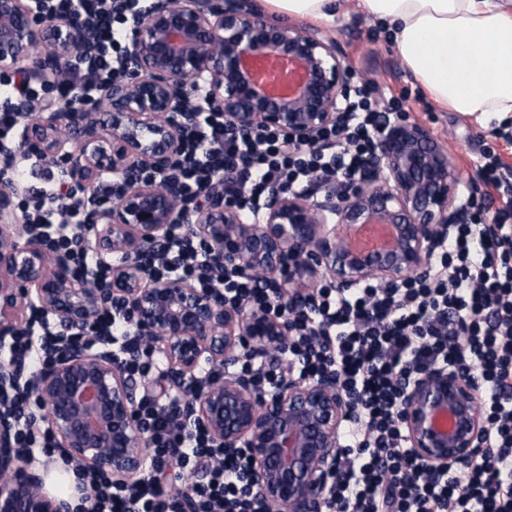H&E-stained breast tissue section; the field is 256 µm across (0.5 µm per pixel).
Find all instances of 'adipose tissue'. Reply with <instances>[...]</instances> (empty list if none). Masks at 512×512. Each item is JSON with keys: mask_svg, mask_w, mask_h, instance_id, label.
I'll use <instances>...</instances> for the list:
<instances>
[{"mask_svg": "<svg viewBox=\"0 0 512 512\" xmlns=\"http://www.w3.org/2000/svg\"><path fill=\"white\" fill-rule=\"evenodd\" d=\"M287 19L334 21L341 0H270ZM385 23L440 106L490 122L512 113V0H359Z\"/></svg>", "mask_w": 512, "mask_h": 512, "instance_id": "ef3b65f1", "label": "adipose tissue"}]
</instances>
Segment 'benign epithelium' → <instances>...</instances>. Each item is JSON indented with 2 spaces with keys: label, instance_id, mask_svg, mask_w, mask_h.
Here are the masks:
<instances>
[{
  "label": "benign epithelium",
  "instance_id": "obj_1",
  "mask_svg": "<svg viewBox=\"0 0 512 512\" xmlns=\"http://www.w3.org/2000/svg\"><path fill=\"white\" fill-rule=\"evenodd\" d=\"M96 30L75 4L48 14L42 0H0V72L26 84L60 78L88 55ZM270 56L300 65L294 88L268 91L254 70ZM127 76L97 87L107 128L93 113L25 93L10 99L19 137L63 163L71 195L86 203L89 228L82 246L111 271L94 285L72 272L70 254L50 251L36 224L15 212L9 183L0 184V339L39 312L62 339L85 326L105 299L119 302L124 323L166 360L168 380L189 387V418L212 442L251 454L248 486L276 512H324L336 474L351 399L332 375H288L260 393L254 374L238 369L250 356L264 368L283 367L288 318L230 306L217 289L201 290L181 277L159 276L140 256L159 250L173 224H189L227 268H243L288 300L305 305L327 283L349 291L375 281L396 284L428 271L431 256L456 224L470 220L464 193L480 191L478 170L463 173L425 126L407 118L385 124L363 176L350 184L314 176L301 191L270 195L246 221L213 195L186 207L173 181L149 182L143 170L165 172L183 150L182 128L192 113L185 100L204 92L242 131L286 130L311 149L318 134L342 122L354 79L368 82L337 39L318 29L266 17L254 0H150L134 12L127 38ZM124 182L121 196L98 202L108 177ZM392 224L396 242L384 252L356 254L339 233L343 224ZM94 339L30 370L0 365V383L23 385L38 400L42 421L58 447L84 468L125 484L140 473L151 440L137 415V378ZM224 366V378L203 375ZM401 420L408 447L437 472L462 471L481 445L484 423L473 372L466 364L432 366L402 391ZM47 471L31 468L0 425V512H65L68 501L47 488Z\"/></svg>",
  "mask_w": 512,
  "mask_h": 512
}]
</instances>
